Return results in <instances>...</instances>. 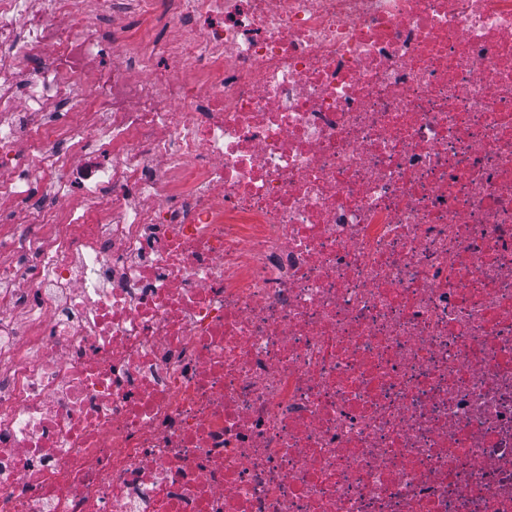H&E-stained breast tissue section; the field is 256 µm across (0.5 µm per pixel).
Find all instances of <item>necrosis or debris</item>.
<instances>
[{
	"label": "necrosis or debris",
	"instance_id": "4bbe7bcc",
	"mask_svg": "<svg viewBox=\"0 0 512 512\" xmlns=\"http://www.w3.org/2000/svg\"><path fill=\"white\" fill-rule=\"evenodd\" d=\"M3 160L0 512H512V0H0Z\"/></svg>",
	"mask_w": 512,
	"mask_h": 512
}]
</instances>
